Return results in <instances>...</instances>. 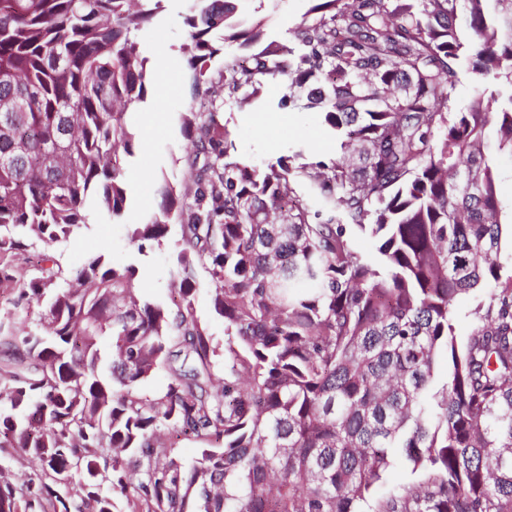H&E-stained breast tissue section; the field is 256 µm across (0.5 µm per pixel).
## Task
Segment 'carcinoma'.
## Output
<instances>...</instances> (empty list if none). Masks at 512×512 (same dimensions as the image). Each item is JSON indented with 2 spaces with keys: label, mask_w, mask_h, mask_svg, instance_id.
<instances>
[{
  "label": "carcinoma",
  "mask_w": 512,
  "mask_h": 512,
  "mask_svg": "<svg viewBox=\"0 0 512 512\" xmlns=\"http://www.w3.org/2000/svg\"><path fill=\"white\" fill-rule=\"evenodd\" d=\"M162 2L0 0V288L42 307L33 330L0 322V512H359L395 461L423 480L373 512H512V0H310L286 40L237 0H198L195 82L225 44L251 50L226 67L248 88L237 108L285 80L276 107L319 108L336 155L256 167L217 113H185L190 182L158 183V210L127 225L139 255L179 226L175 308L131 266L91 255L73 274L55 252L127 213L128 116L159 76L137 32ZM34 245L24 276L12 260ZM476 290L461 342L455 306ZM161 368L166 391L145 393ZM24 457L37 467L17 482ZM195 308L200 319L209 325L215 339L222 343L224 339V322L213 315L209 295L206 290L202 289L197 293Z\"/></svg>",
  "instance_id": "1"
}]
</instances>
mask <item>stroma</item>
Listing matches in <instances>:
<instances>
[{
  "label": "stroma",
  "mask_w": 512,
  "mask_h": 512,
  "mask_svg": "<svg viewBox=\"0 0 512 512\" xmlns=\"http://www.w3.org/2000/svg\"><path fill=\"white\" fill-rule=\"evenodd\" d=\"M193 3L194 0H165L158 19L138 33L149 60H158L166 52L175 58L178 66L172 73L160 76L147 103L134 115L136 125L148 130L149 137L130 161L132 206L126 224L107 221L91 225L58 248L63 262L74 269L93 254L105 255L120 269L134 265L135 284L148 298L166 304L177 298L169 276L177 232H170L168 243L138 255L128 241L126 226L139 223L156 211L159 203L153 193L156 180L165 178L178 187L188 183L189 143L180 127L183 112L193 108L214 109L230 133L236 154L258 166L300 143L307 144L318 156L329 155L336 148L316 113L289 109L243 112L235 107L224 84V69L244 60L246 52L237 46H226L223 57L212 62L208 80L195 84L183 51L187 38L184 19ZM238 7L243 17L264 20L268 32L282 38L289 27L301 22L309 3L308 0H266L260 6L256 0H240Z\"/></svg>",
  "instance_id": "35a3bbf8"
}]
</instances>
